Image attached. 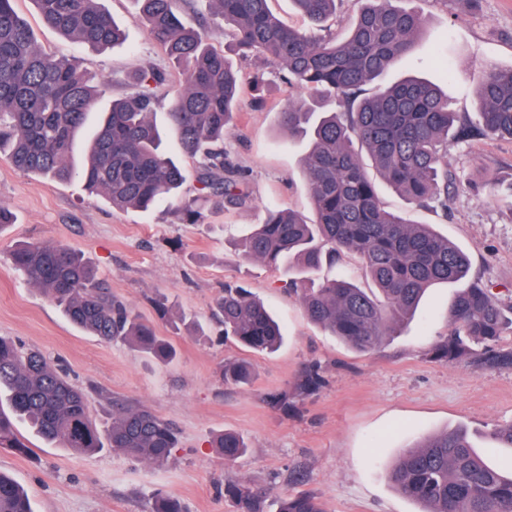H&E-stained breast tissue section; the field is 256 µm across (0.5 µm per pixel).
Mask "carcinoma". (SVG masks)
Here are the masks:
<instances>
[{"mask_svg":"<svg viewBox=\"0 0 512 512\" xmlns=\"http://www.w3.org/2000/svg\"><path fill=\"white\" fill-rule=\"evenodd\" d=\"M33 2L45 26L84 46L103 51L125 40L124 29L98 0ZM135 2V21L148 28L182 76L183 90L168 111L169 127L195 164L198 195L182 198L186 170L161 148L153 120L154 86L163 81L159 72L139 75L131 91L112 101L89 138L84 166L74 171L73 143L95 103V77L79 62L56 59L39 47L15 0H0V158L24 174L60 181L79 175L89 190L117 208L169 205L189 224L200 223L211 196L234 207L246 205L249 195L224 156V137L240 100L237 70L212 47L205 23H184L191 0ZM293 2L310 27L281 22L271 0H209L212 13L224 20V35L242 56L264 58L287 83L335 105L322 111L290 102L280 112L288 135L309 140L302 171L313 217L268 209L265 221L243 238L242 256L288 271L286 285L309 320L360 353L376 350L430 286L462 281L448 313V334L432 346L431 358L482 369L512 366V348H497L504 329L512 328V302L500 300L481 278H468V253L432 225L388 211L353 144L358 141L382 180L409 204L447 211L448 190L455 184L445 169L448 139L471 135L448 96L411 77L366 95L369 83L412 54L423 15L396 6V0H362L364 6L339 39L328 21L344 0ZM476 94L481 134L512 140V69L481 70ZM344 254L363 259L374 288H360L342 274L315 283L322 265L332 266ZM11 260L19 276L40 287L87 334L105 342H134L158 360L174 356L172 345L113 295L80 253L22 242ZM214 317L225 339L252 352H272L283 341L267 307L242 288H224ZM251 377L245 360L224 364L226 381L246 384ZM17 421L58 448L91 455L108 446L154 466L167 464L178 446L171 423L121 399L112 400V422L99 429L86 397L59 369L40 352L0 336V447L27 456L33 449L17 437ZM491 439L512 448V422L498 426ZM215 445L228 466L247 451L243 437L233 432L220 434ZM389 478L399 493L422 506L420 512H512V474L491 465L463 428L401 452ZM224 496L235 512H267V492L248 481L225 482ZM276 505V512H325L309 494L284 496ZM0 512H34L27 492L1 472ZM150 512L186 510L178 497L158 494Z\"/></svg>","mask_w":512,"mask_h":512,"instance_id":"cac0c4a2","label":"carcinoma"}]
</instances>
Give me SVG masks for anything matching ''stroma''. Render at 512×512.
<instances>
[{"label":"stroma","instance_id":"35a3bbf8","mask_svg":"<svg viewBox=\"0 0 512 512\" xmlns=\"http://www.w3.org/2000/svg\"><path fill=\"white\" fill-rule=\"evenodd\" d=\"M399 4L423 13L424 30L414 56L390 67L368 93L416 75L438 85L456 112L476 116L478 71L512 68V0H482L475 12L462 0ZM100 5L127 33L123 43L103 52L43 26L32 0H16L15 8L38 45L102 77L95 111L125 95L135 73L163 71L155 120L167 127V108L182 88L180 75L147 29L133 21V0ZM237 66L244 89L224 151L250 201L238 208L211 197L203 223H183L164 206L148 213L116 209L80 178L60 182L26 175L0 159V205L15 216L0 237V336L64 369L87 396L93 419L106 420L119 398L172 423L179 438L170 462L154 468L109 448L92 457L53 448L19 426L34 454L0 448V471L25 486L35 512H149L157 490L179 497L188 512H234L224 498L231 478L254 482L273 499L310 493L326 512H419L388 479L403 449L459 427L486 448L492 430L512 422V368L478 370L430 357L433 343L448 332V307L459 284L429 288L414 316L396 325L378 350L363 355L308 319L298 297L285 289L283 274L235 251L233 240L260 223L270 204L310 214L301 166L307 143L288 136L279 114L290 101L316 98L313 91L286 84L263 59ZM258 72L267 75L259 104L249 86ZM447 162L459 181L448 197L447 215L412 207L381 180L379 196L387 210L434 225L465 249L471 275L510 302L512 140L474 137L449 144ZM18 241L63 245L82 254L114 294L173 344L175 356L160 362L132 343H107L69 323L42 290L12 270L8 251ZM228 284L248 288L281 321L286 336L276 352L247 355L220 338L211 308ZM161 304L168 311L163 319ZM186 316L196 328L183 324ZM243 356L252 364V382L223 384L225 361ZM312 369L321 385L295 395ZM283 392L290 403L286 411L270 403ZM224 432L238 433L248 446L229 467L213 447Z\"/></svg>","mask_w":512,"mask_h":512}]
</instances>
